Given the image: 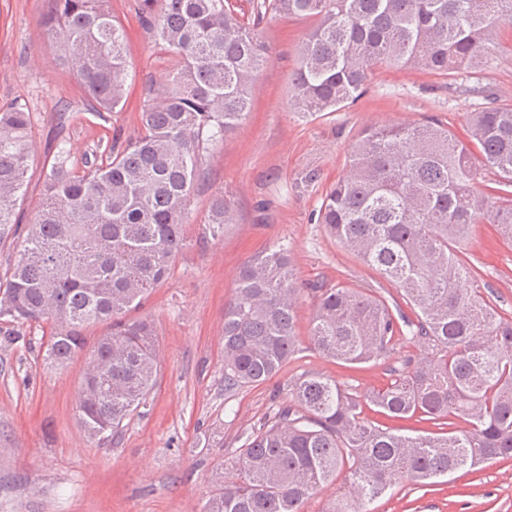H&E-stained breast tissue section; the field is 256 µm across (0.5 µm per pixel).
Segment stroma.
<instances>
[{"mask_svg":"<svg viewBox=\"0 0 512 512\" xmlns=\"http://www.w3.org/2000/svg\"><path fill=\"white\" fill-rule=\"evenodd\" d=\"M129 34L127 100L119 112L90 111L75 76L62 69L53 42L38 26L42 0H0V107L17 103L33 115L35 149L27 191L18 206L30 223L57 142L66 141L69 168L105 161L113 136L140 127L149 87L179 65L139 22V0H110ZM312 23L276 17L259 27L271 62L252 88L251 112L225 140L204 153L186 210L189 245L170 275L137 314L156 329L158 379L146 402L125 422L119 444L90 440L77 422L85 356L66 368L42 360L44 328L0 319V512H201L231 474L244 431L287 401L306 374L336 380L360 394L386 383L405 358L425 357L415 344L389 360L333 362L310 349L311 294L297 303L300 350L265 383L224 390V303L242 264L269 245L287 242L303 283L344 286L399 304V288L336 243L316 221L329 184L342 175L348 151L370 125L436 118L461 132L471 113L512 105V41L471 82L425 71L377 70L363 95L323 117H304L290 105L289 77ZM226 193L237 212L223 237L204 224L210 201ZM479 272V285L500 313L512 316V244L492 225H477L460 247ZM370 512H512V461L493 460L426 487L400 481Z\"/></svg>","mask_w":512,"mask_h":512,"instance_id":"1","label":"stroma"}]
</instances>
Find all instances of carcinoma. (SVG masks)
Instances as JSON below:
<instances>
[{
    "label": "carcinoma",
    "mask_w": 512,
    "mask_h": 512,
    "mask_svg": "<svg viewBox=\"0 0 512 512\" xmlns=\"http://www.w3.org/2000/svg\"><path fill=\"white\" fill-rule=\"evenodd\" d=\"M141 25L180 67L149 91L140 131L113 139L106 165L82 174L60 147L17 259L0 278V318L51 322L45 360L67 365L84 352L83 328L110 332L89 353L78 421L92 440H117L152 390L158 369L151 321L119 315L168 277L186 246L183 224L199 161L249 114L251 88L270 56L258 28L268 17L316 19L291 76V104L320 116L354 103L379 67L443 77L494 60L495 39L512 26V0H162ZM39 25L59 40V65L78 78L95 112L126 100L127 36L109 0H43ZM32 113L0 109V237L19 223L27 189ZM512 186V107L471 113L459 137L437 120L366 129L345 173L330 184L317 223L327 235L403 292L414 316L341 286L316 297L309 345L348 364L390 358L399 345L430 353L407 359L380 387L358 396L320 375L297 379L288 401L245 433L232 478L203 512H302L318 490L350 473L329 512H367L399 481H427L512 459V316L482 296L459 245L480 223L472 149ZM236 223L233 203L213 197L211 236ZM512 241V198L488 217ZM303 290L288 245L252 255L224 306V391L276 376L298 351L296 307ZM389 418L427 416L464 430L409 436L368 423L364 407Z\"/></svg>",
    "instance_id": "carcinoma-1"
}]
</instances>
